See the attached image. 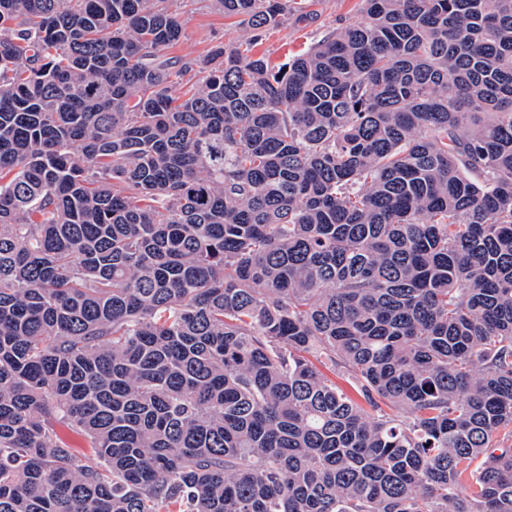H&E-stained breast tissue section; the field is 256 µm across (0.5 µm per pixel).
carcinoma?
<instances>
[{"mask_svg": "<svg viewBox=\"0 0 512 512\" xmlns=\"http://www.w3.org/2000/svg\"><path fill=\"white\" fill-rule=\"evenodd\" d=\"M170 2L0 0V512H512V0ZM212 0H184L174 3L181 12L183 35L179 42L161 52L165 57L202 59L211 48L244 49L253 34L241 17H224ZM359 0H298L299 11L279 27L269 30L253 48L272 64L306 51L337 28L363 19ZM299 14L302 16L299 18Z\"/></svg>", "mask_w": 512, "mask_h": 512, "instance_id": "1", "label": "carcinoma"}]
</instances>
